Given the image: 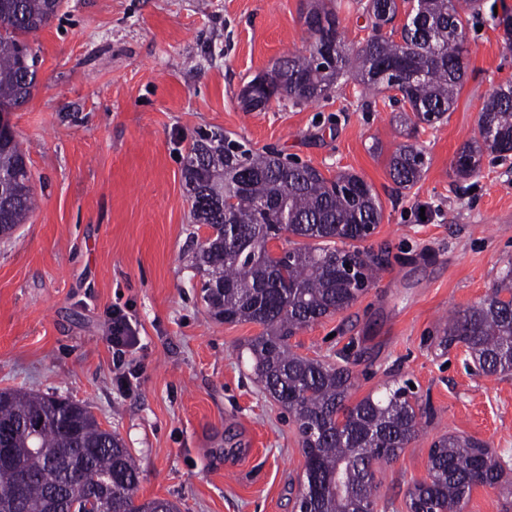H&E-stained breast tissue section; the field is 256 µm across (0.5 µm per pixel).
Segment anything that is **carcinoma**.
Wrapping results in <instances>:
<instances>
[{"label": "carcinoma", "instance_id": "carcinoma-1", "mask_svg": "<svg viewBox=\"0 0 512 512\" xmlns=\"http://www.w3.org/2000/svg\"><path fill=\"white\" fill-rule=\"evenodd\" d=\"M358 0L371 34L352 55L336 35L338 50L319 61L321 22L338 24L337 0H313L308 10L312 42L307 53L281 59L267 75L278 96L294 104L326 99L350 75L367 90L390 93L420 123L445 117L466 74L465 28L480 16L481 0H414L401 40L383 34L399 3ZM62 0H0V234L26 223L35 205L32 172L16 141L10 114L37 88V53L26 36L49 24ZM480 138L461 148L453 162L459 179L478 178L486 153L512 152V82L500 84L479 116ZM425 167L423 149L403 144L390 156L389 175L413 188ZM182 175L193 218L216 232L196 250L191 267L201 274L203 300L225 323L262 327L248 341L254 374L297 425L305 456L299 512H361L376 499L377 465L390 463L418 436L430 411L412 404L407 384L384 396L348 404L352 370L303 357L289 339L299 330L350 307L388 263L358 249L382 222L378 195L359 175L327 179L316 168H287L275 151H253L223 131L196 138ZM286 232L308 239L276 257L269 243ZM343 247H337V243ZM353 273H348L346 264ZM224 281V290L208 288ZM439 345L463 344L485 376L512 373V259L494 288L478 303L453 313ZM0 512H179L165 499L136 503L138 467L117 434L101 427L86 403L22 389L0 390ZM512 495L494 452L484 441L446 434L429 454V480L409 492V512H462L475 487Z\"/></svg>", "mask_w": 512, "mask_h": 512}]
</instances>
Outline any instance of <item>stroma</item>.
I'll return each instance as SVG.
<instances>
[{
  "mask_svg": "<svg viewBox=\"0 0 512 512\" xmlns=\"http://www.w3.org/2000/svg\"><path fill=\"white\" fill-rule=\"evenodd\" d=\"M310 0H64L31 36L38 85L11 116L36 205L0 240V389L86 402L140 471L138 501L180 512H293L305 457L296 424L256 379L244 348L261 328L215 319L188 266L205 228L191 215L182 169L197 131L273 148L325 177L358 174L383 220L360 244L390 264L348 309L300 330L294 352L330 364L350 349L351 402L403 381L435 418L382 465L377 512H407L429 479V452L452 433L488 442L512 473V374H478L463 345L439 347L445 320L482 299L512 258V167L485 155L479 179L456 180L457 152L479 136L512 53L484 0L468 26L467 76L434 125L406 132L380 94L353 79L301 106L275 99L243 111L239 93L280 58L304 53ZM379 151H372V144ZM422 147L411 190L391 179L399 145ZM140 346L117 363L104 340L113 310ZM136 374L130 392L112 383Z\"/></svg>",
  "mask_w": 512,
  "mask_h": 512,
  "instance_id": "stroma-1",
  "label": "stroma"
}]
</instances>
